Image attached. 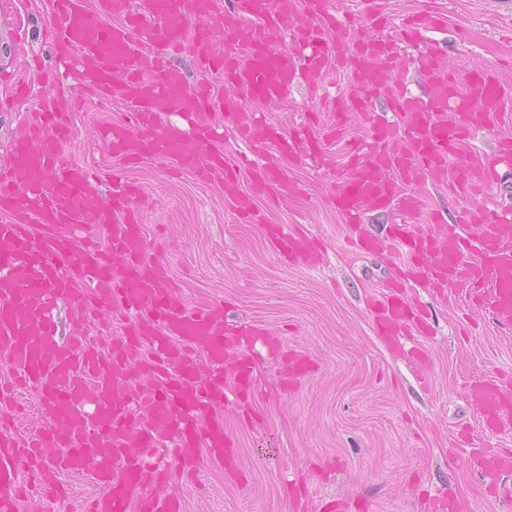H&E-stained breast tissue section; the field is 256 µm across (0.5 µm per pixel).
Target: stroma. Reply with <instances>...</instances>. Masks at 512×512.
Segmentation results:
<instances>
[{"label":"stroma","mask_w":512,"mask_h":512,"mask_svg":"<svg viewBox=\"0 0 512 512\" xmlns=\"http://www.w3.org/2000/svg\"><path fill=\"white\" fill-rule=\"evenodd\" d=\"M386 2L394 26L432 9L443 14L442 26L427 36L455 73L477 66L498 69L508 116L504 130L512 131V67L507 64L512 20L499 0ZM48 19L49 0H0V40L12 46L11 55L0 58V99L11 98L18 83L34 91L0 117V162L7 159L24 114L49 87ZM124 110L118 98L108 105L85 100L67 152L103 181H111L117 171L141 186L152 201L144 213L145 231L167 225L174 245L166 258L187 298L208 293L226 304L235 324L263 327L317 365L291 396L278 393L273 363L259 367L257 380L267 391L260 406L263 426L244 429L232 413L224 415L248 483H228L222 468L207 466L202 474L206 492L188 490L186 512H290L288 484L304 478L311 481V512H322L326 498L347 502V512H418L417 499L425 494L463 497L471 512H512L481 495L464 454L454 446L465 430L487 447H512V433L485 430L464 396L469 379L512 371V331L464 304L436 301L411 284L406 293L426 308L431 328L429 335L412 339L426 355L424 367L387 350L374 335L367 300L380 289L393 262L348 247L342 218L324 201L344 143L365 133L357 116L333 136L319 125L330 164L279 160L301 194L292 207L269 209L268 220L302 222L322 239L325 262L312 270L281 262L259 226L242 223L219 187L200 185L188 173L171 174L165 161L148 159L130 168L114 158L97 132ZM312 110L301 84L264 108L283 135L304 123Z\"/></svg>","instance_id":"1"}]
</instances>
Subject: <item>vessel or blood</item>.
I'll return each instance as SVG.
<instances>
[{
	"label": "vessel or blood",
	"instance_id": "b4317fda",
	"mask_svg": "<svg viewBox=\"0 0 512 512\" xmlns=\"http://www.w3.org/2000/svg\"><path fill=\"white\" fill-rule=\"evenodd\" d=\"M50 4L46 41L55 64L76 71L78 82L29 112L0 166V512H31L44 490L66 498L65 476L84 474L99 491L80 512H184L179 481L205 463L220 465L227 482L245 477L222 409L233 389L238 421L251 429L262 423L255 337L264 336L278 364L281 392H296L314 372L309 356L262 327L230 324L223 303H188L170 265L150 250L139 186L113 175L112 199L104 201L92 169L67 154L81 99L120 93L127 111L100 130L113 155L170 161L220 186L238 214L262 225L281 261L309 268L322 261L320 243L264 223L258 203H294L300 188L277 158L320 161L319 142L309 130L277 138L259 106L301 82L330 108V130L355 107L369 135L349 141L328 195L351 244L399 255L401 277L440 300L466 299L512 328V219L485 205L455 224L416 222L424 185L448 183L456 197L475 198L512 162L511 136L492 155L470 144L473 133L502 124L505 92L495 68L458 82L415 27L387 32L385 0H363L356 27L336 17L330 0H232L228 9L222 0ZM409 47L429 89L423 98L402 83ZM176 55L190 57L201 74L223 76L224 96L188 86L171 63ZM333 64L350 71L340 93L326 79ZM377 93L390 101L394 121L374 108ZM163 109L184 113L190 130L160 125ZM452 111L460 121L449 122ZM226 125L261 159L254 176L214 149ZM367 211L398 220L371 235L361 224ZM98 224L108 227L106 246L77 247L78 230ZM63 299L71 329L62 342L53 312ZM425 322L398 284L371 300V325L389 348H401L406 330ZM18 382L39 397L42 428L27 435L11 427ZM466 399L485 427L512 430L511 378H474ZM466 464L495 501H512V449L474 448Z\"/></svg>",
	"mask_w": 512,
	"mask_h": 512
}]
</instances>
